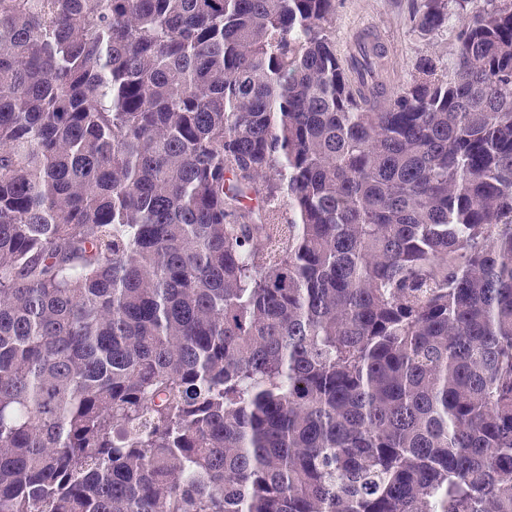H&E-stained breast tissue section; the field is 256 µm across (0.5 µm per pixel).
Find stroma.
<instances>
[{
  "label": "stroma",
  "instance_id": "35a3bbf8",
  "mask_svg": "<svg viewBox=\"0 0 512 512\" xmlns=\"http://www.w3.org/2000/svg\"><path fill=\"white\" fill-rule=\"evenodd\" d=\"M331 36L340 59H349L358 39L372 36L384 46V72L390 90L418 77L420 58H432L436 74L445 79L456 69L457 36L461 24L451 16L429 35H422L414 17V0H336Z\"/></svg>",
  "mask_w": 512,
  "mask_h": 512
}]
</instances>
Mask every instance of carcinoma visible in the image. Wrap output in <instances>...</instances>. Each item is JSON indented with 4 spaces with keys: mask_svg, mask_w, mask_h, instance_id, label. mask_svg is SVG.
I'll use <instances>...</instances> for the list:
<instances>
[{
    "mask_svg": "<svg viewBox=\"0 0 512 512\" xmlns=\"http://www.w3.org/2000/svg\"><path fill=\"white\" fill-rule=\"evenodd\" d=\"M334 3L0 0V512H512V0ZM335 1L331 36L342 63L352 56L357 40L370 35L386 50L384 79L392 91L420 76L416 66L423 57L432 58L439 78L448 79L455 72L461 27L455 15L425 36L417 27L413 0Z\"/></svg>",
    "mask_w": 512,
    "mask_h": 512,
    "instance_id": "carcinoma-1",
    "label": "carcinoma"
}]
</instances>
